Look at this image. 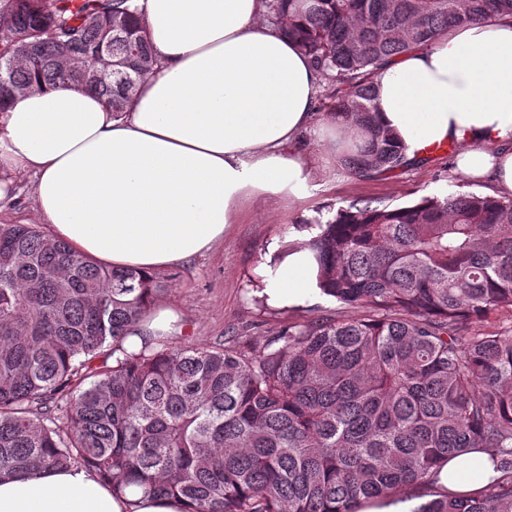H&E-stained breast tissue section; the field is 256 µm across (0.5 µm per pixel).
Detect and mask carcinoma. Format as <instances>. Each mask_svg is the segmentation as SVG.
<instances>
[{"label": "carcinoma", "mask_w": 512, "mask_h": 512, "mask_svg": "<svg viewBox=\"0 0 512 512\" xmlns=\"http://www.w3.org/2000/svg\"><path fill=\"white\" fill-rule=\"evenodd\" d=\"M0 112L35 86L78 85L127 111L155 62L136 0H9ZM354 130L344 169L406 166L375 119L382 64L448 29L512 17V0H264ZM321 293L365 314L313 317L243 346L138 353L123 342L164 291L38 224H0V478L80 465L118 492L188 512H360L415 487L413 512H512V197L357 200L303 227ZM481 450L482 490L435 486Z\"/></svg>", "instance_id": "carcinoma-1"}]
</instances>
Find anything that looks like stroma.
<instances>
[{
	"label": "stroma",
	"instance_id": "obj_1",
	"mask_svg": "<svg viewBox=\"0 0 512 512\" xmlns=\"http://www.w3.org/2000/svg\"><path fill=\"white\" fill-rule=\"evenodd\" d=\"M315 183L310 196L295 204H252L242 223L232 225L223 241L210 252L188 264L158 272V280L165 285L159 302L180 313L185 325L183 333L171 337V345L260 343L289 323L315 316H359V308L340 305L324 295L302 307H259L253 300L248 277L263 260L270 244L317 212L353 200L405 204L455 189L480 194L485 191L484 186L458 175L444 151L429 153L425 161L407 165L396 174L373 179L351 176L336 166L317 176Z\"/></svg>",
	"mask_w": 512,
	"mask_h": 512
}]
</instances>
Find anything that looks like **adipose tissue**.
<instances>
[{
    "mask_svg": "<svg viewBox=\"0 0 512 512\" xmlns=\"http://www.w3.org/2000/svg\"><path fill=\"white\" fill-rule=\"evenodd\" d=\"M155 66L128 110L111 112L77 86H41L0 113V200L33 175L35 213L52 236L97 264L152 273L211 250L246 203L299 201L312 165L301 147L317 125L321 78L294 44L263 19L262 0H138ZM377 120L405 157L460 148L455 170L512 196V19L456 27L376 74ZM295 229L254 271L275 307L298 306L319 289ZM154 305L132 328L130 352L178 330ZM484 453L450 459L438 484L454 493L486 486ZM175 498L132 488L116 496L94 470L72 466L0 480V512H185Z\"/></svg>",
    "mask_w": 512,
    "mask_h": 512,
    "instance_id": "ef3b65f1",
    "label": "adipose tissue"
}]
</instances>
